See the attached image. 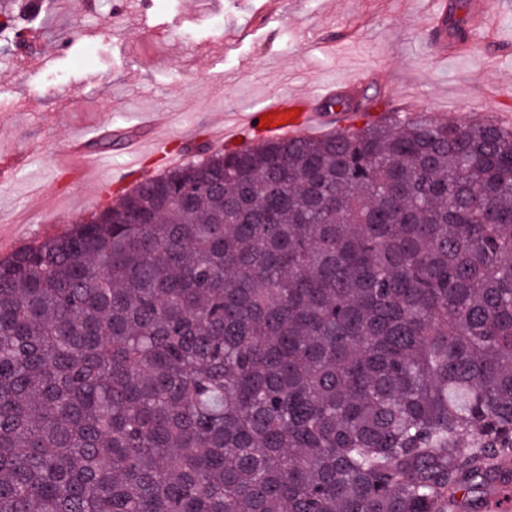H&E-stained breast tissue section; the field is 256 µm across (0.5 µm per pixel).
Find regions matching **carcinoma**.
<instances>
[{
  "label": "carcinoma",
  "instance_id": "carcinoma-1",
  "mask_svg": "<svg viewBox=\"0 0 512 512\" xmlns=\"http://www.w3.org/2000/svg\"><path fill=\"white\" fill-rule=\"evenodd\" d=\"M478 485H512L511 129L203 144L0 259V512H448Z\"/></svg>",
  "mask_w": 512,
  "mask_h": 512
}]
</instances>
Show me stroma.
Segmentation results:
<instances>
[{"instance_id": "stroma-1", "label": "stroma", "mask_w": 512, "mask_h": 512, "mask_svg": "<svg viewBox=\"0 0 512 512\" xmlns=\"http://www.w3.org/2000/svg\"><path fill=\"white\" fill-rule=\"evenodd\" d=\"M431 0H285L281 21L255 20L249 0H46L30 49L0 50V257L64 231L129 192L96 184L64 159L69 140L98 153L100 128L135 126L153 112L140 168L228 126L224 148L258 144L238 117L281 92L313 95L362 72L360 89L389 108L438 120L512 121V0H501L479 45L441 55L423 30ZM235 19L253 34L211 42ZM337 42L330 55L313 41ZM42 54L31 67L26 53Z\"/></svg>"}]
</instances>
